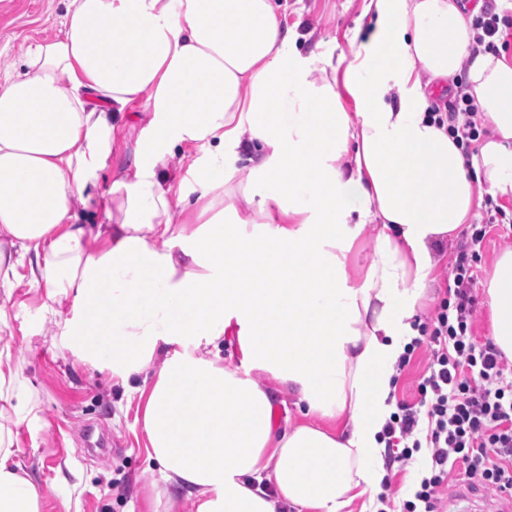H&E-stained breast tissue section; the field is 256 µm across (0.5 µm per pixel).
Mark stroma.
Segmentation results:
<instances>
[{"label": "stroma", "mask_w": 512, "mask_h": 512, "mask_svg": "<svg viewBox=\"0 0 512 512\" xmlns=\"http://www.w3.org/2000/svg\"><path fill=\"white\" fill-rule=\"evenodd\" d=\"M286 25L296 34L303 57L348 54L350 45L369 46L374 25L361 17L352 0H287ZM66 0H0V81L23 72L29 45L59 35ZM472 226L461 225L455 238L436 253L437 280L432 297L423 301L415 319L429 323L453 281V266L470 240ZM505 226L493 228L476 264L473 288L478 343L491 335L487 276L495 260L512 250ZM37 291L15 292L9 314L10 332H0V345L19 351L23 376L38 404L40 423L21 429L23 462L36 471L47 492L44 512H135L154 478L147 460L137 397L113 384L62 351L52 335V322L40 310ZM428 453H414L406 465H387V495L392 512H401L427 472ZM447 512H512V498L499 499L452 474L444 491Z\"/></svg>", "instance_id": "35a3bbf8"}]
</instances>
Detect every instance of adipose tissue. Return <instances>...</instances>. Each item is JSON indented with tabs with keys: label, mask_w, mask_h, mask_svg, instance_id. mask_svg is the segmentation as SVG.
<instances>
[{
	"label": "adipose tissue",
	"mask_w": 512,
	"mask_h": 512,
	"mask_svg": "<svg viewBox=\"0 0 512 512\" xmlns=\"http://www.w3.org/2000/svg\"><path fill=\"white\" fill-rule=\"evenodd\" d=\"M483 6L361 0L371 46L313 68L277 0H69L60 37L0 86V331L7 298L41 288L61 348L133 384L156 465L144 512L180 497L193 512H371L435 248L482 191L512 198V60L475 50ZM462 73L493 127L468 159L429 112ZM121 128L136 139L116 167ZM198 146L206 159L174 178L170 159ZM195 197L205 221L176 223ZM92 203L101 223H78ZM487 293L512 358L511 250ZM278 386L300 421H274ZM38 418L0 346V512H42L18 445Z\"/></svg>",
	"instance_id": "1"
}]
</instances>
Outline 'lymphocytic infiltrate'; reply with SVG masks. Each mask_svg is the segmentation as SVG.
<instances>
[{"label":"lymphocytic infiltrate","mask_w":512,"mask_h":512,"mask_svg":"<svg viewBox=\"0 0 512 512\" xmlns=\"http://www.w3.org/2000/svg\"><path fill=\"white\" fill-rule=\"evenodd\" d=\"M448 122L449 135L465 152L489 132L466 95L449 104ZM474 283L472 264L459 257L449 297L437 308L430 332L413 338L400 359L408 364L423 346L430 352L428 374L418 386L420 406L400 404L383 429L396 461L429 450V474L403 512H444L441 494L452 465L494 495L512 492V364L493 344L474 340Z\"/></svg>","instance_id":"f902f5d3"}]
</instances>
